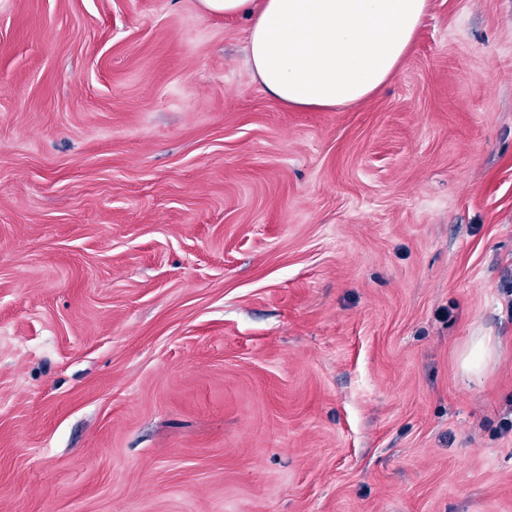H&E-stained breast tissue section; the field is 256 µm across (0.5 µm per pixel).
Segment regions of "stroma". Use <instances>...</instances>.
<instances>
[{
  "instance_id": "35a3bbf8",
  "label": "stroma",
  "mask_w": 512,
  "mask_h": 512,
  "mask_svg": "<svg viewBox=\"0 0 512 512\" xmlns=\"http://www.w3.org/2000/svg\"><path fill=\"white\" fill-rule=\"evenodd\" d=\"M246 29L0 0V512H512V0L334 112ZM500 342L492 336H474L461 355L462 370L480 375L494 360Z\"/></svg>"
}]
</instances>
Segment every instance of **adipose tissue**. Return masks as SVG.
Listing matches in <instances>:
<instances>
[{"label": "adipose tissue", "mask_w": 512, "mask_h": 512, "mask_svg": "<svg viewBox=\"0 0 512 512\" xmlns=\"http://www.w3.org/2000/svg\"><path fill=\"white\" fill-rule=\"evenodd\" d=\"M246 18L248 61L275 103L335 110L361 103L407 58L428 0H198Z\"/></svg>", "instance_id": "ef3b65f1"}]
</instances>
